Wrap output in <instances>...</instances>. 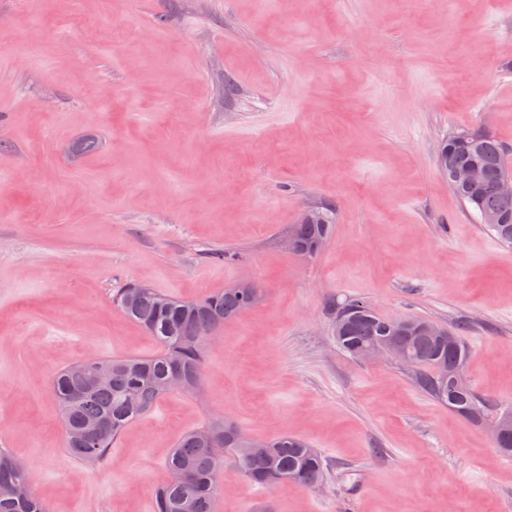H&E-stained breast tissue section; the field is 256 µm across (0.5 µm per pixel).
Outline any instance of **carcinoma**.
<instances>
[{"mask_svg": "<svg viewBox=\"0 0 512 512\" xmlns=\"http://www.w3.org/2000/svg\"><path fill=\"white\" fill-rule=\"evenodd\" d=\"M448 153V166L463 167L478 162L486 172V182L477 192H452L466 208L483 216L497 213L506 218L503 224H491L497 239L512 245V199H504L496 190L499 174L504 170L506 150L490 133L475 129L448 136L439 153ZM323 224L290 226L304 242L311 243L331 234L335 223L332 207L322 208ZM161 293L142 284H131L114 297V304L132 321L140 325L160 345L159 353L150 357L122 359L99 358L93 364L79 359L58 372L51 382L66 430L65 448L76 460L98 465L109 455L112 446L126 428L148 413L161 398L158 381L174 364L187 374L182 394L197 397L201 392V376L205 352L212 335L225 322L239 317L250 307V291L226 288L198 299L169 298L170 304L158 306ZM390 319L374 310L353 312L347 316L344 334L335 336L336 345L348 357L355 348L381 337ZM410 352L423 365L416 385L448 409L466 418L493 408V401L482 398L470 388L458 390L433 382V366L446 365L448 373L462 369L468 356L467 345L453 344L435 336H407ZM110 372L108 384L89 388L97 369ZM106 419L109 425L100 430L86 426ZM197 429L183 435L166 459L171 480L156 488L152 512H213L220 497V474L224 461L232 462L253 484L272 490L284 482L301 487L316 486L323 478L326 463L316 448L298 438L281 436L270 440L265 456L243 447H228L224 435L210 441ZM26 480L7 448H0V512H47L40 497L28 491L24 499L12 495L11 489Z\"/></svg>", "mask_w": 512, "mask_h": 512, "instance_id": "cac0c4a2", "label": "carcinoma"}]
</instances>
